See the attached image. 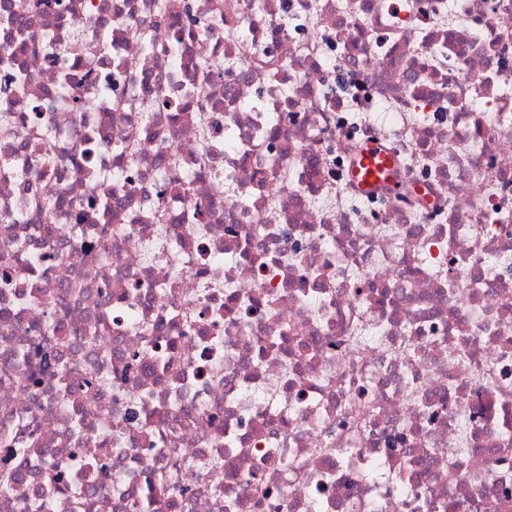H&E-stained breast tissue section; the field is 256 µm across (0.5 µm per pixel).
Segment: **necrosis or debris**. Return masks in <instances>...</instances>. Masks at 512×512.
Instances as JSON below:
<instances>
[{"mask_svg":"<svg viewBox=\"0 0 512 512\" xmlns=\"http://www.w3.org/2000/svg\"><path fill=\"white\" fill-rule=\"evenodd\" d=\"M4 264L0 512H512V0H0ZM390 168L388 158L378 151L377 145L370 144L351 168L350 177L361 186H370L386 178Z\"/></svg>","mask_w":512,"mask_h":512,"instance_id":"4bbe7bcc","label":"necrosis or debris"}]
</instances>
